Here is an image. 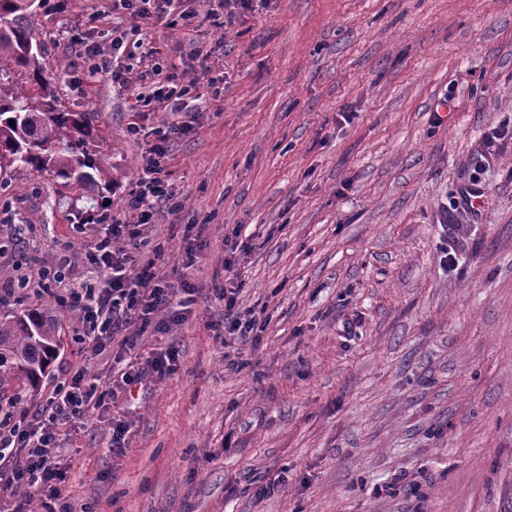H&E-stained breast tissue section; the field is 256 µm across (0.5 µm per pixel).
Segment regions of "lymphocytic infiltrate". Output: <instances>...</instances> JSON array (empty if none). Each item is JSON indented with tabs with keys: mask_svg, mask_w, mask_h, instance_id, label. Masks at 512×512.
I'll list each match as a JSON object with an SVG mask.
<instances>
[{
	"mask_svg": "<svg viewBox=\"0 0 512 512\" xmlns=\"http://www.w3.org/2000/svg\"><path fill=\"white\" fill-rule=\"evenodd\" d=\"M188 130V124L184 123L156 131L152 151L157 159L148 167L140 190L126 201L129 221L113 224L111 235L102 238L87 257L89 264L104 272V281L81 283L69 289L65 299L68 309L79 315L76 340L88 359L107 354L110 344L119 342V357L125 360L126 366L119 380L112 384L116 391L142 385L149 377L166 376L178 356L171 347L146 357L137 352L141 337L161 316L172 290L156 273L154 258L146 257L135 264L128 251L144 247L141 228L153 219L156 204L177 202L161 177L159 159L165 156V145L172 136ZM95 393V388L87 384L85 371L81 370L65 379L33 417L0 423V462L8 458L13 461L10 471L0 470V483L26 490L15 512H27L33 497L46 502L45 512H70L68 505L61 501L65 477L47 450L57 439V426L88 412Z\"/></svg>",
	"mask_w": 512,
	"mask_h": 512,
	"instance_id": "obj_1",
	"label": "lymphocytic infiltrate"
}]
</instances>
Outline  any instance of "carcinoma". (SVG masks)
Segmentation results:
<instances>
[{
    "label": "carcinoma",
    "instance_id": "cac0c4a2",
    "mask_svg": "<svg viewBox=\"0 0 512 512\" xmlns=\"http://www.w3.org/2000/svg\"><path fill=\"white\" fill-rule=\"evenodd\" d=\"M40 4L0 0V174L31 170L65 188L112 193V162L86 112L62 105L42 65ZM64 348L49 309L0 322V402L38 391Z\"/></svg>",
    "mask_w": 512,
    "mask_h": 512
}]
</instances>
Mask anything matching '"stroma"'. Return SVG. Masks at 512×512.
<instances>
[{"label": "stroma", "mask_w": 512, "mask_h": 512, "mask_svg": "<svg viewBox=\"0 0 512 512\" xmlns=\"http://www.w3.org/2000/svg\"><path fill=\"white\" fill-rule=\"evenodd\" d=\"M182 7L192 21L134 32L113 0H42L44 68L90 113L116 185L98 212L32 172L0 176V319L49 306L66 338L17 408L31 416L82 369L111 390L112 361L13 280L64 253L96 279L100 212L122 221L156 131L192 121L162 161L181 205L141 228L160 277L195 287L141 345L179 360L60 426L49 455L72 512H512V0ZM86 42L127 84L82 88ZM155 67L196 81L192 116L135 111ZM229 243L241 307L269 316L257 343L224 331ZM116 417L130 431L112 449Z\"/></svg>", "instance_id": "35a3bbf8"}]
</instances>
